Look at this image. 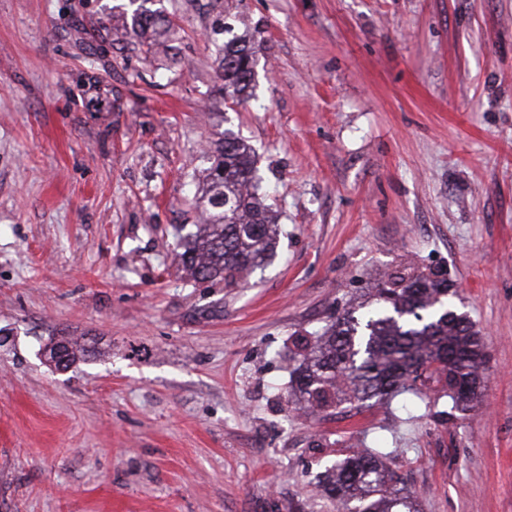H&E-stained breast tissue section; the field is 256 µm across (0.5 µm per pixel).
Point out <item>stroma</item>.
Here are the masks:
<instances>
[{
  "instance_id": "1",
  "label": "stroma",
  "mask_w": 512,
  "mask_h": 512,
  "mask_svg": "<svg viewBox=\"0 0 512 512\" xmlns=\"http://www.w3.org/2000/svg\"><path fill=\"white\" fill-rule=\"evenodd\" d=\"M160 5L149 50L129 0H0V512H338L319 473L378 447L421 512H512V0ZM227 134L281 228L232 288L175 259ZM399 265L454 284L482 402L296 411L294 338ZM222 53V74L224 101L239 104L252 81L251 66L254 63V51L247 44L220 46ZM81 339L63 337L60 340H55V338H51L45 347V353L56 368L66 370L77 361H85L98 353L94 345Z\"/></svg>"
}]
</instances>
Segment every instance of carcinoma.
<instances>
[{
	"label": "carcinoma",
	"instance_id": "obj_1",
	"mask_svg": "<svg viewBox=\"0 0 512 512\" xmlns=\"http://www.w3.org/2000/svg\"><path fill=\"white\" fill-rule=\"evenodd\" d=\"M138 3L132 25L156 31L162 12ZM224 100L238 104L252 81L254 51L222 45ZM205 218L177 253L194 278L220 280L229 288L265 266L279 237L276 216L258 194L256 155L234 137H224L199 184ZM448 279L416 271L390 274L371 289L373 308L352 306L330 328L303 346L293 370L291 398L305 408L342 404L371 407L403 392L420 401L441 387L452 409L468 411L482 394L479 369L484 347L470 320L454 312ZM50 362L68 369L96 355L81 339H50ZM387 452H355L325 466L321 487L344 512H419L418 504L388 479Z\"/></svg>",
	"mask_w": 512,
	"mask_h": 512
}]
</instances>
